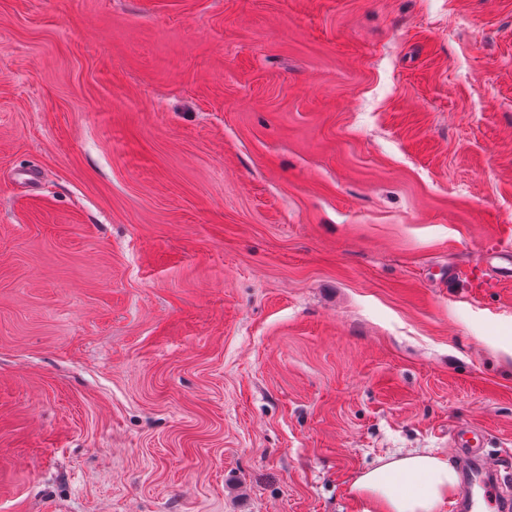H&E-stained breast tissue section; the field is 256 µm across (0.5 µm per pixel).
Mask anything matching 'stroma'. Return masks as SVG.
I'll return each instance as SVG.
<instances>
[{"label":"stroma","mask_w":512,"mask_h":512,"mask_svg":"<svg viewBox=\"0 0 512 512\" xmlns=\"http://www.w3.org/2000/svg\"><path fill=\"white\" fill-rule=\"evenodd\" d=\"M511 266L512 0H0V512L512 457Z\"/></svg>","instance_id":"stroma-1"}]
</instances>
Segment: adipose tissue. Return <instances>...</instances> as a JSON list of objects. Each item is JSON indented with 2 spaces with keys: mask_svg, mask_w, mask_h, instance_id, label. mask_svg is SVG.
I'll list each match as a JSON object with an SVG mask.
<instances>
[{
  "mask_svg": "<svg viewBox=\"0 0 512 512\" xmlns=\"http://www.w3.org/2000/svg\"><path fill=\"white\" fill-rule=\"evenodd\" d=\"M459 491L455 466L427 449L380 458L351 485L362 512H441Z\"/></svg>",
  "mask_w": 512,
  "mask_h": 512,
  "instance_id": "obj_1",
  "label": "adipose tissue"
}]
</instances>
